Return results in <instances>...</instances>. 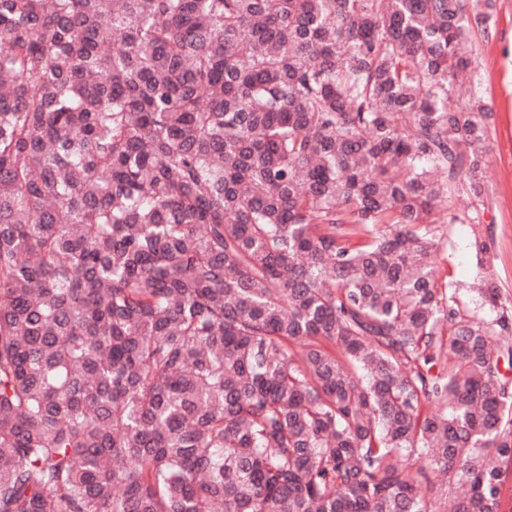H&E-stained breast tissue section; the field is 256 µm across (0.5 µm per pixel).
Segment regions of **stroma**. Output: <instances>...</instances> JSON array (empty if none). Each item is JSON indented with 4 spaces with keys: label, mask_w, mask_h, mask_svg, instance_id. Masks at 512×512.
<instances>
[{
    "label": "stroma",
    "mask_w": 512,
    "mask_h": 512,
    "mask_svg": "<svg viewBox=\"0 0 512 512\" xmlns=\"http://www.w3.org/2000/svg\"><path fill=\"white\" fill-rule=\"evenodd\" d=\"M475 71L479 93L492 105L495 123L483 198L461 197L462 206L478 211L476 224H446L437 258L448 283L467 285L487 278L512 300V0H498L489 35L476 38ZM488 246L477 258L474 238Z\"/></svg>",
    "instance_id": "stroma-1"
}]
</instances>
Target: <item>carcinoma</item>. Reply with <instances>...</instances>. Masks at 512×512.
Segmentation results:
<instances>
[{"instance_id": "obj_1", "label": "carcinoma", "mask_w": 512, "mask_h": 512, "mask_svg": "<svg viewBox=\"0 0 512 512\" xmlns=\"http://www.w3.org/2000/svg\"><path fill=\"white\" fill-rule=\"evenodd\" d=\"M495 8L0 0V512H506ZM512 0H498L488 36L477 34L475 71L478 92L492 105L495 123L483 198L459 203L478 211L481 224H444V246L437 258L441 282L467 285L482 278L495 282L512 300ZM480 235L488 253L480 262L473 248Z\"/></svg>"}]
</instances>
